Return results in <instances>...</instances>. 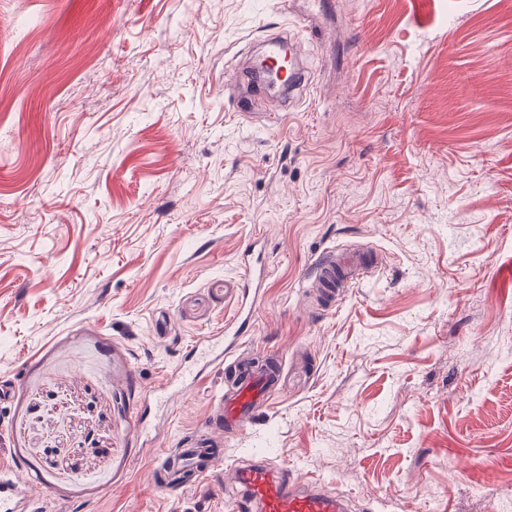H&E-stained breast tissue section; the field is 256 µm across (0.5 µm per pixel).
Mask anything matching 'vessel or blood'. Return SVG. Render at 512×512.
Instances as JSON below:
<instances>
[{
	"label": "vessel or blood",
	"instance_id": "b4317fda",
	"mask_svg": "<svg viewBox=\"0 0 512 512\" xmlns=\"http://www.w3.org/2000/svg\"><path fill=\"white\" fill-rule=\"evenodd\" d=\"M300 54V48L292 42L287 58L273 51L265 57L269 67L282 71V89L292 103L310 80L297 61ZM375 268L372 252L333 250L316 262L311 284L319 302L330 307L335 305L339 289ZM233 291L235 306L224 323L223 340L206 345L192 343L195 362L179 365L162 384L145 393L146 400L167 410L176 393L197 387L212 371L224 374V389L204 418L207 436L181 438L174 451L158 456L151 467L154 483L176 492L227 467L238 486L228 500L231 512H347L344 499L326 492L320 482L288 476L260 460L226 464L225 436L243 431L254 419L258 406L278 393L280 378L278 367L252 365L237 354L266 299L261 265H249ZM0 512H35L34 484L19 464L0 467Z\"/></svg>",
	"mask_w": 512,
	"mask_h": 512
}]
</instances>
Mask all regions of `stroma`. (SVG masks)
Wrapping results in <instances>:
<instances>
[{
  "label": "stroma",
  "mask_w": 512,
  "mask_h": 512,
  "mask_svg": "<svg viewBox=\"0 0 512 512\" xmlns=\"http://www.w3.org/2000/svg\"><path fill=\"white\" fill-rule=\"evenodd\" d=\"M280 0H0V462L40 512H226L231 473L173 493L155 456L202 425L143 402L224 333L259 240L268 302L243 352L278 395L228 439L373 512L512 498V8L333 0L312 38ZM302 41L294 111L237 108L265 38ZM369 245L329 309L301 277Z\"/></svg>",
  "instance_id": "35a3bbf8"
}]
</instances>
